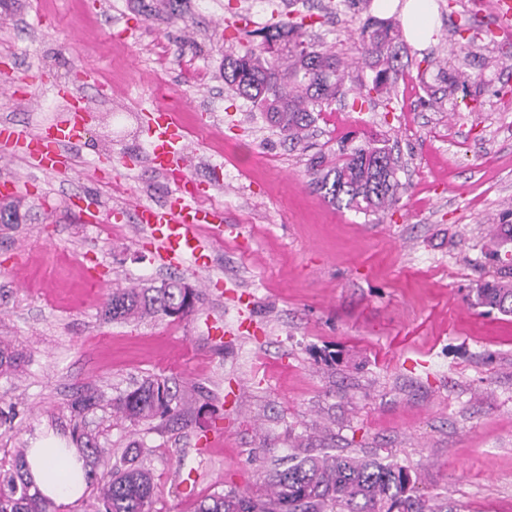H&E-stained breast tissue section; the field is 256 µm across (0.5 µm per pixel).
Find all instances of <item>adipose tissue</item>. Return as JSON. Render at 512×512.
Here are the masks:
<instances>
[{
  "label": "adipose tissue",
  "instance_id": "obj_1",
  "mask_svg": "<svg viewBox=\"0 0 512 512\" xmlns=\"http://www.w3.org/2000/svg\"><path fill=\"white\" fill-rule=\"evenodd\" d=\"M29 473L35 485L47 496L60 501H73L82 496L85 486L77 484L61 487L50 482L48 472L55 463H62L66 469L82 471L83 460L79 448L56 449L54 440H46L43 447L30 449L27 456Z\"/></svg>",
  "mask_w": 512,
  "mask_h": 512
}]
</instances>
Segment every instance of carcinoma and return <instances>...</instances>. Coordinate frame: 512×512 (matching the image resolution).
<instances>
[{
  "label": "carcinoma",
  "instance_id": "obj_1",
  "mask_svg": "<svg viewBox=\"0 0 512 512\" xmlns=\"http://www.w3.org/2000/svg\"><path fill=\"white\" fill-rule=\"evenodd\" d=\"M305 19H280L252 32V45L224 63V82L263 112L267 123L293 145L304 143L322 105L344 94V75L336 54L302 39ZM362 52L376 58L372 89L402 73L396 65L398 29L391 20L370 18L360 28ZM315 185L333 202L361 213H378L395 205L400 188L398 164L382 146L353 149L342 162L328 167L323 157L309 159ZM195 293L178 282L159 287H116L108 294L101 315L107 321H136L145 317L185 315ZM476 304L512 315V287L485 284L476 289ZM21 356L11 341L0 337V375L15 374ZM178 391L162 378H147L118 396L115 415L132 425L179 412ZM73 442L92 467L107 453L74 425ZM141 449L127 451L124 466L103 474L96 495L83 512H151L154 482L139 464ZM265 500L234 491L201 500L196 512H426L415 496L408 469L376 460L325 454L305 457L267 475ZM0 512H56L50 497L27 478L26 449L0 461Z\"/></svg>",
  "mask_w": 512,
  "mask_h": 512
}]
</instances>
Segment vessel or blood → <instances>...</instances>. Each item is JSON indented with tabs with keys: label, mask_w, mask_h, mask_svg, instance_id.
Masks as SVG:
<instances>
[{
	"label": "vessel or blood",
	"mask_w": 512,
	"mask_h": 512,
	"mask_svg": "<svg viewBox=\"0 0 512 512\" xmlns=\"http://www.w3.org/2000/svg\"><path fill=\"white\" fill-rule=\"evenodd\" d=\"M91 110L88 100L67 103L60 117L50 125L31 132L10 123L0 124V154H23L33 166L47 172L62 173L69 167L65 146L79 142L85 116ZM152 166L172 176L174 188L159 205L141 204L135 210V221L156 243L158 255L170 265L192 260L195 267L206 268L208 249L197 235L203 225H220L224 214L199 205L206 184L185 173L187 165L182 133L171 112L154 108L146 127Z\"/></svg>",
	"instance_id": "1"
}]
</instances>
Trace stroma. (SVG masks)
Segmentation results:
<instances>
[{
    "instance_id": "35a3bbf8",
    "label": "stroma",
    "mask_w": 512,
    "mask_h": 512,
    "mask_svg": "<svg viewBox=\"0 0 512 512\" xmlns=\"http://www.w3.org/2000/svg\"><path fill=\"white\" fill-rule=\"evenodd\" d=\"M433 0L434 40L397 45L405 74L372 93L359 63L367 17L401 20L336 0H0V121L35 130L67 95L93 107L65 175L14 157L0 179L31 184L19 221L0 224V336L26 357L0 376V457L48 437L71 443L82 423L119 463L132 444L155 482L152 512H195L233 490L264 492L289 457L344 454L407 467L432 512H512V315L468 298L512 285L493 252L511 251L499 225L512 213V36H492L497 0ZM307 16L311 42L349 64L351 91L316 113L293 147L224 84L241 27ZM461 71L464 83L443 81ZM25 78L34 99L8 90ZM165 80L184 135L187 172L222 184L201 202L224 211L202 229L210 263L161 265L134 222L139 203L173 186L146 163L149 108ZM371 142L399 160L400 198L362 214L311 183L312 154L328 162ZM97 195L101 221L82 223L73 196ZM194 289L181 318L108 322L113 286ZM169 379L180 415L132 427L112 400L147 377ZM101 401L81 419L71 402Z\"/></svg>"
}]
</instances>
